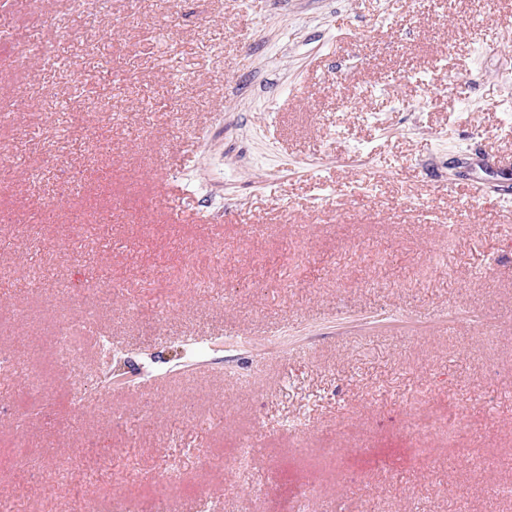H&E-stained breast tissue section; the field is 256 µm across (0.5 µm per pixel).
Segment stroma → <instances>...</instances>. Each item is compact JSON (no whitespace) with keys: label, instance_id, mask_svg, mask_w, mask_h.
<instances>
[{"label":"stroma","instance_id":"obj_1","mask_svg":"<svg viewBox=\"0 0 512 512\" xmlns=\"http://www.w3.org/2000/svg\"><path fill=\"white\" fill-rule=\"evenodd\" d=\"M0 152V512H512V0H0Z\"/></svg>","mask_w":512,"mask_h":512}]
</instances>
